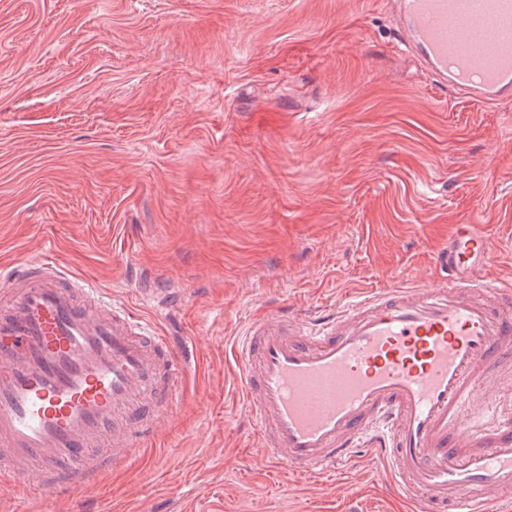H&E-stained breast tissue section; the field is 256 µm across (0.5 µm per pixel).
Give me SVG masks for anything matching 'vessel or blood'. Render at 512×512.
I'll use <instances>...</instances> for the list:
<instances>
[{
  "label": "vessel or blood",
  "instance_id": "obj_1",
  "mask_svg": "<svg viewBox=\"0 0 512 512\" xmlns=\"http://www.w3.org/2000/svg\"><path fill=\"white\" fill-rule=\"evenodd\" d=\"M402 39L436 81L512 98V0H397ZM495 247L454 225L435 285L397 287L302 316L253 319L233 350L245 419L275 469L385 464L424 512L512 506V289L482 273ZM186 339L51 257L0 272V487L73 499L125 466L172 413Z\"/></svg>",
  "mask_w": 512,
  "mask_h": 512
}]
</instances>
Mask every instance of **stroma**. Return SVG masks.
<instances>
[{
  "label": "stroma",
  "mask_w": 512,
  "mask_h": 512,
  "mask_svg": "<svg viewBox=\"0 0 512 512\" xmlns=\"http://www.w3.org/2000/svg\"><path fill=\"white\" fill-rule=\"evenodd\" d=\"M465 220L511 283L512 100L438 85L394 0H0V265L49 247L194 345L91 512H417L367 462L288 485L232 349L263 313L434 283Z\"/></svg>",
  "instance_id": "stroma-1"
}]
</instances>
